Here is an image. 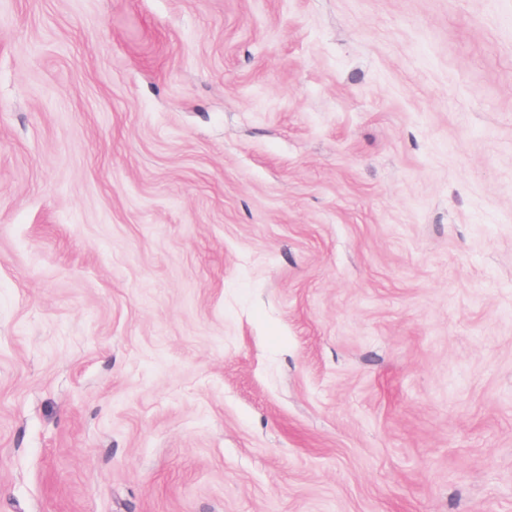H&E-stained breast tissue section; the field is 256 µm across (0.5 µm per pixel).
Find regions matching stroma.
Masks as SVG:
<instances>
[{
    "mask_svg": "<svg viewBox=\"0 0 512 512\" xmlns=\"http://www.w3.org/2000/svg\"><path fill=\"white\" fill-rule=\"evenodd\" d=\"M0 512H512V0H0Z\"/></svg>",
    "mask_w": 512,
    "mask_h": 512,
    "instance_id": "stroma-1",
    "label": "stroma"
}]
</instances>
